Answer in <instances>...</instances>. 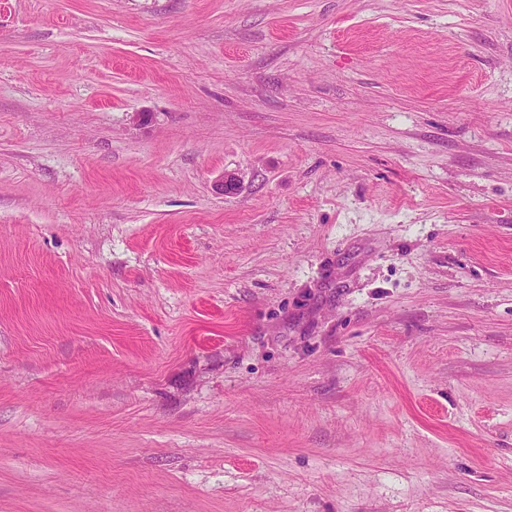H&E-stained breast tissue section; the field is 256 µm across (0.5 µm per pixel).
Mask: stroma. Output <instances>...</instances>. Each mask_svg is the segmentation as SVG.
I'll use <instances>...</instances> for the list:
<instances>
[{
	"instance_id": "obj_1",
	"label": "stroma",
	"mask_w": 512,
	"mask_h": 512,
	"mask_svg": "<svg viewBox=\"0 0 512 512\" xmlns=\"http://www.w3.org/2000/svg\"><path fill=\"white\" fill-rule=\"evenodd\" d=\"M0 512H512V0H0Z\"/></svg>"
}]
</instances>
